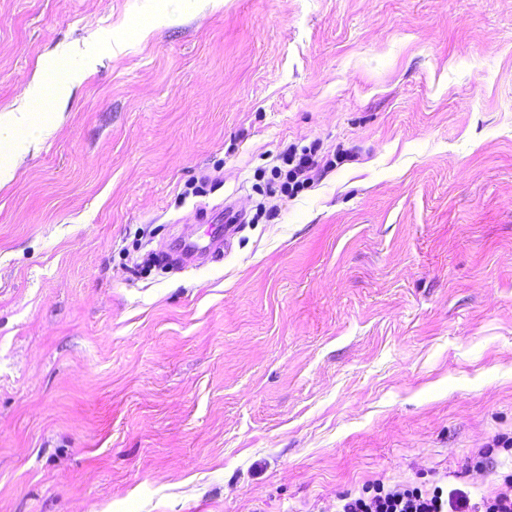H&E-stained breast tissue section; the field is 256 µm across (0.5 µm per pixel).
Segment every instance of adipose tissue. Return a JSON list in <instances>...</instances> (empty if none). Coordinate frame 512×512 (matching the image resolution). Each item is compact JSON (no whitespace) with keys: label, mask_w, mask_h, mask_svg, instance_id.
<instances>
[{"label":"adipose tissue","mask_w":512,"mask_h":512,"mask_svg":"<svg viewBox=\"0 0 512 512\" xmlns=\"http://www.w3.org/2000/svg\"><path fill=\"white\" fill-rule=\"evenodd\" d=\"M56 66V60L45 61L44 80L34 81L17 106L0 114V188L14 178L12 158L23 157L39 144L32 134L35 125L34 103L43 99L47 93L58 96L66 90L65 83L52 79Z\"/></svg>","instance_id":"ef3b65f1"}]
</instances>
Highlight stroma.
I'll return each mask as SVG.
<instances>
[{
  "label": "stroma",
  "instance_id": "35a3bbf8",
  "mask_svg": "<svg viewBox=\"0 0 512 512\" xmlns=\"http://www.w3.org/2000/svg\"><path fill=\"white\" fill-rule=\"evenodd\" d=\"M75 43L0 189V512L496 488L466 462L512 434V0H0V110ZM318 166V161L315 159V153L312 149L308 152L305 150L296 161L295 166L289 171L288 181L281 185V190L288 194L294 195L308 187L311 177L309 172ZM230 230H231V226H229L228 224L219 225L216 228V231L210 235L212 237L211 243L209 244V246L204 247V248H202L199 245V243H197L195 241H188V243H185V257H186V261H187L186 264L192 263L194 261L195 255L198 252L210 249L214 245L221 244L223 242V238H224L225 247H227L230 237L232 235V233L229 232ZM224 231H225V234H224Z\"/></svg>",
  "mask_w": 512,
  "mask_h": 512
}]
</instances>
